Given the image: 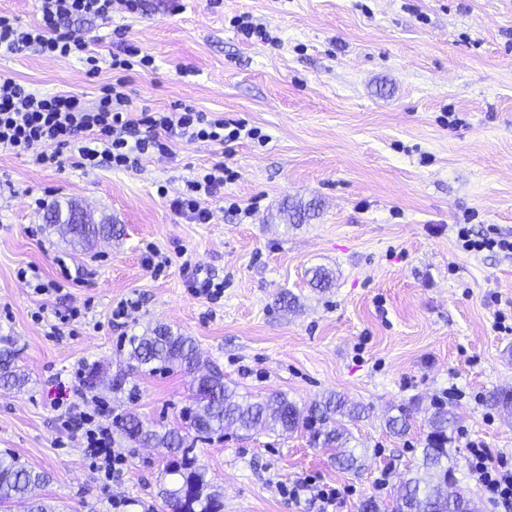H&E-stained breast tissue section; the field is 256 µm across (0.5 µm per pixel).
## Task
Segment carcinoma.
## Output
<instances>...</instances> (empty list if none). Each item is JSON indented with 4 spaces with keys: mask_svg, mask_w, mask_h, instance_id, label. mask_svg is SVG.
Returning a JSON list of instances; mask_svg holds the SVG:
<instances>
[{
    "mask_svg": "<svg viewBox=\"0 0 512 512\" xmlns=\"http://www.w3.org/2000/svg\"><path fill=\"white\" fill-rule=\"evenodd\" d=\"M104 224L70 226L68 235L81 243L104 233ZM129 368L134 374L153 373L178 366L192 374L196 370L198 351L190 336L175 333L158 325L140 336L129 339ZM17 351L8 338H0V385L21 383L15 370ZM194 407L189 409V431L197 438H209L234 427L250 432L257 428L279 435L299 430L310 432L312 442L334 451L336 465L342 470H356L360 457L348 447L350 432L346 423L360 418L363 408L344 397L329 393L304 409L281 394L268 399L248 401L224 383V372L217 367L194 378ZM389 418L391 433L403 435L411 425L412 410L398 408ZM428 435L421 449V465L411 477L402 481L394 512H470L469 501L459 495L453 499L441 493L453 472L448 467V444L454 420L448 410L436 407L426 419ZM117 430L141 447L163 448L170 460L163 470L158 494L169 512H222V494L210 486L205 469L190 455L188 436L175 427L148 428L134 413L115 421ZM49 477L22 464L15 457H0V509L11 500L29 501L28 512H66L65 505L48 503L32 496L45 486Z\"/></svg>",
    "mask_w": 512,
    "mask_h": 512,
    "instance_id": "obj_1",
    "label": "carcinoma"
}]
</instances>
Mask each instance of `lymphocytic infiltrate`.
<instances>
[{
	"mask_svg": "<svg viewBox=\"0 0 512 512\" xmlns=\"http://www.w3.org/2000/svg\"><path fill=\"white\" fill-rule=\"evenodd\" d=\"M41 18L25 26L15 16L0 13V53L19 54L33 49L50 58H74L85 67L87 77L99 72L100 59L88 42L70 29L75 17L103 20L112 13H135L141 0H38ZM154 59L132 47L112 54L109 66L117 71L115 82L105 85L95 102L71 92L40 93L7 78L0 80V147L42 168L64 164L91 171L107 165L115 169L139 167L146 154L168 155L175 141L224 145L259 131L223 118L177 104L172 109L134 107L126 91L124 72L152 68ZM223 163L200 169L187 180L184 191L172 202L179 214L194 223H209L212 214L202 208L203 198H215L229 179ZM70 425L82 432L90 456L102 460L106 473L122 465V455L112 447V429L91 426L78 404L69 403ZM469 468L498 512H512V462L492 455L484 442L466 444Z\"/></svg>",
	"mask_w": 512,
	"mask_h": 512,
	"instance_id": "lymphocytic-infiltrate-1",
	"label": "lymphocytic infiltrate"
}]
</instances>
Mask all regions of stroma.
Returning a JSON list of instances; mask_svg holds the SVG:
<instances>
[{
  "mask_svg": "<svg viewBox=\"0 0 512 512\" xmlns=\"http://www.w3.org/2000/svg\"><path fill=\"white\" fill-rule=\"evenodd\" d=\"M246 17L267 39L240 33ZM73 27L102 58L124 40L154 58L153 69L127 74L135 106L190 104L266 139L179 142L129 171L44 169L0 148V336L13 340L26 377L22 388L0 387V457L46 472L45 495L70 512H168L157 495L164 449L113 433L125 466L105 478L59 403L91 367L108 380L126 374L130 337L163 324L252 398L283 394L303 406L336 393L365 408L348 425L362 456L355 471L337 469L303 431L196 441L224 512H318L315 500L282 492L306 478L348 488L337 512H360L369 498L393 512L436 403L457 420L447 444L454 487L474 512H490L465 444L512 456V414L485 402L512 388V254L462 252L455 230L512 238V0H141L137 13ZM5 78L91 101L113 73L105 66L91 80L76 60L29 51L0 56ZM216 162L236 174L224 199L252 214L238 219L224 199H208L211 223H191L170 200ZM39 198L77 203L112 231L72 247ZM150 246L171 265L145 266ZM182 251L223 281L220 299L189 293ZM62 261L75 287L39 295L18 276L33 267L42 282L58 280ZM318 268L330 287L311 286ZM125 298L139 309L113 321ZM73 307L86 315L71 335L50 337L34 318ZM190 381L176 368L137 376L131 395L87 386L80 405L181 427ZM409 404L410 431L390 433L386 419Z\"/></svg>",
  "mask_w": 512,
  "mask_h": 512,
  "instance_id": "1",
  "label": "stroma"
}]
</instances>
